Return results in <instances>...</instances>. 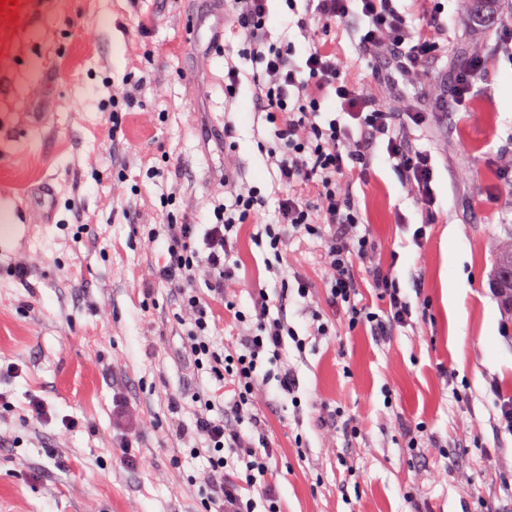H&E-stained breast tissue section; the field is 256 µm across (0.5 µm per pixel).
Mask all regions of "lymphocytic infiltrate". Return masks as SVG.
I'll return each mask as SVG.
<instances>
[{
  "label": "lymphocytic infiltrate",
  "instance_id": "obj_1",
  "mask_svg": "<svg viewBox=\"0 0 512 512\" xmlns=\"http://www.w3.org/2000/svg\"><path fill=\"white\" fill-rule=\"evenodd\" d=\"M268 2L231 0V11L237 35L262 66L251 79L255 110L275 127L274 141L264 143L263 149L281 187L278 221L264 225L254 237L274 257V293L259 292L249 315L237 311L226 293L235 279L231 259L238 227L266 205L257 188L239 186L231 174L220 180L226 199L215 203L206 227L185 221L146 234L149 248L165 252L156 279L175 302L174 320L186 328L185 355L197 371L208 373L214 388L231 391L220 405L213 400V389L204 387L188 397L171 394L167 405L176 417V436L193 440L207 459L201 483L212 512H254L255 500L243 495L247 489L259 492L266 512H281L276 487L268 479L274 450L255 407L268 396L263 364L278 363L275 379L281 395L295 396L300 386L296 369L282 359L287 345L301 351L305 342L281 306L289 300L307 306L310 290L286 266L290 240L306 235L319 241L328 305L342 312L348 328L367 325L382 338L410 325L412 304L393 268L381 264L370 235L357 233L361 212L349 182L366 176L379 160L390 162L419 208L420 224L412 236L416 246L424 245L435 216L434 160L411 137L424 124V113L389 111L375 96L351 85L335 55L322 49L315 35L330 30L337 20L356 16L361 22L360 54L382 57L390 69L406 72L438 58L440 41L448 36L447 20L436 13L425 27L414 30L395 0H306L295 22L305 46L299 49L288 41L278 47L269 42L273 16ZM330 96L339 102V113L324 108ZM358 263L376 292L378 311L356 300L359 282L353 267ZM216 302L245 325L227 346L211 337L209 310ZM188 400L193 403L189 410L184 407ZM186 411L191 414L187 421L182 418ZM112 418L122 464L144 468L147 460L136 449L137 434L124 402H117Z\"/></svg>",
  "mask_w": 512,
  "mask_h": 512
}]
</instances>
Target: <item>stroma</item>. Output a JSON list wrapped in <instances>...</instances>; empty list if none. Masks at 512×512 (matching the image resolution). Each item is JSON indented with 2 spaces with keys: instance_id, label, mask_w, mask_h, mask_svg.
I'll use <instances>...</instances> for the list:
<instances>
[{
  "instance_id": "obj_1",
  "label": "stroma",
  "mask_w": 512,
  "mask_h": 512,
  "mask_svg": "<svg viewBox=\"0 0 512 512\" xmlns=\"http://www.w3.org/2000/svg\"><path fill=\"white\" fill-rule=\"evenodd\" d=\"M458 15L443 56L400 88L377 79L359 54L351 24L337 22L319 43L335 53L351 83L392 110L424 99L434 119L416 129L435 157L437 216L424 248L412 242L420 220L390 164L377 163L350 186L362 227L382 254L397 252L395 273L409 299L428 310L416 328L378 341L347 328L326 304L319 251L293 241L288 262L307 280L316 309L335 333L310 336L311 318L286 303L306 341L289 349L301 398L293 407L269 380L256 410L266 424L281 512H512L500 479L512 475V435L498 433L499 398L512 397V311L493 287L496 254L512 235V62H489L466 112L447 107L448 72L484 51L512 9L478 16L475 0H398L409 26L435 7ZM17 20L0 15V193L26 213L0 221V512H204V459L171 434L167 398L209 386L182 353L185 329L164 285L154 284L161 250H148L145 225L190 215L206 222L219 177L234 172L268 204L238 232L237 282L230 295L251 312L276 274L253 241L277 220L273 171L258 144L274 127L253 114L255 63L215 0H18ZM200 36L187 42L188 17ZM241 71L235 98L224 66ZM138 106L113 109L122 93ZM234 149L224 147L225 140ZM156 178H149L151 170ZM472 173L470 180L460 170ZM88 228L72 240L65 227ZM28 276L13 277L17 264ZM152 285L151 295L142 288ZM122 393L141 418L146 468L123 467L112 442V399ZM49 420L24 419L31 396ZM357 419L358 434L330 416ZM80 420L66 433L63 417ZM424 432L409 447L415 427ZM446 479H438V472Z\"/></svg>"
}]
</instances>
